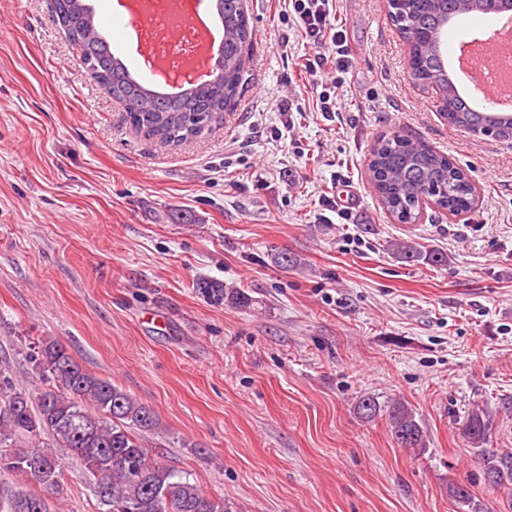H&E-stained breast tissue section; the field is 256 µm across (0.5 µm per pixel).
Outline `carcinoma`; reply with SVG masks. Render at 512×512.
Returning <instances> with one entry per match:
<instances>
[{"mask_svg": "<svg viewBox=\"0 0 512 512\" xmlns=\"http://www.w3.org/2000/svg\"><path fill=\"white\" fill-rule=\"evenodd\" d=\"M68 39L81 47V64L112 99L121 103L127 121L139 136L181 147L193 142L227 111L242 82L243 54L252 29L241 0H212L224 26V65L209 81L170 95L134 78L100 36V26L85 0H52ZM494 0H402L391 21L402 34H417L409 67L418 78L443 93L448 124L463 130L495 128L502 140L512 139V116L492 117L456 92L441 51V35L456 18L495 10ZM370 183L382 207L401 224L419 215L420 199L434 197L438 209L456 216L473 209L476 191L468 173L448 156L397 131L380 138L368 163ZM390 249L407 263L445 266L448 255L425 250L408 240ZM197 287L235 308L255 300L217 281ZM42 385L32 390L15 386L12 373L0 367V478L22 477L44 490L39 494L0 491V512H60L45 495L61 493L64 476L60 452L76 458L92 477L90 491L101 512H229L222 498L209 495L183 471L151 458L148 436L159 429L154 410L133 394L85 369L65 345L53 337L39 341L27 356ZM361 418L386 413L390 432L402 448L425 447L424 431L415 412L400 400L382 405L366 394L359 398ZM488 424L474 412L465 436L478 445ZM480 477L490 487L512 484V453L481 448ZM449 494L470 512H485L465 485L449 486Z\"/></svg>", "mask_w": 512, "mask_h": 512, "instance_id": "carcinoma-1", "label": "carcinoma"}]
</instances>
